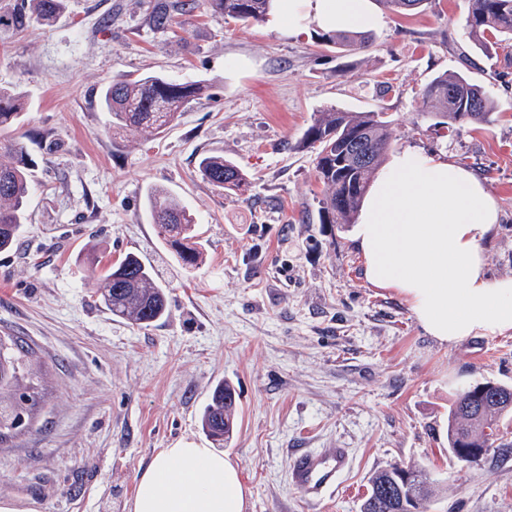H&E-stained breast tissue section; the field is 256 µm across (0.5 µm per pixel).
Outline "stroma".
I'll return each instance as SVG.
<instances>
[{"label": "stroma", "mask_w": 512, "mask_h": 512, "mask_svg": "<svg viewBox=\"0 0 512 512\" xmlns=\"http://www.w3.org/2000/svg\"><path fill=\"white\" fill-rule=\"evenodd\" d=\"M0 0V86L24 92L33 175L23 246L0 254V335L26 339L39 368L28 432L0 442V496L41 512H128L138 474L161 449L201 442L212 387L231 382L237 427L223 451L238 467L245 512H310L289 483L297 448H345L351 463L317 512H358L370 475L416 464L443 495L428 512H512V456L469 465L441 426L455 394L512 386V337L439 344L405 301L371 287L350 226L319 221L314 155L298 148L323 108H386L392 152L445 156L483 178L500 220L484 243L490 277L512 276V58L483 55L462 22L467 0L398 15L378 8L369 49L339 57L318 30L275 18L245 27L207 0L153 30L156 0H63L56 21L13 26ZM466 71L496 119L448 130L422 117L438 73ZM148 72L202 87L161 136L114 144L98 106L115 75ZM395 91L379 98L375 83ZM219 152L246 173V196L203 181ZM193 211L207 259L169 252L145 207L150 187ZM101 264L128 253L168 291V313L137 327L84 286L87 243Z\"/></svg>", "instance_id": "obj_1"}]
</instances>
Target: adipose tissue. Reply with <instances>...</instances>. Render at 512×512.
<instances>
[{"label": "adipose tissue", "mask_w": 512, "mask_h": 512, "mask_svg": "<svg viewBox=\"0 0 512 512\" xmlns=\"http://www.w3.org/2000/svg\"><path fill=\"white\" fill-rule=\"evenodd\" d=\"M289 30L376 27L371 0H279ZM496 199L467 168L405 150L374 180L354 243L375 288L400 295L425 332L452 345L512 335V276L486 274L483 242L496 229ZM239 471L209 445L161 449L140 471L129 512H244Z\"/></svg>", "instance_id": "1"}]
</instances>
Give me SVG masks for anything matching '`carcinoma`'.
I'll list each match as a JSON object with an SVG mask.
<instances>
[{"label":"carcinoma","mask_w":512,"mask_h":512,"mask_svg":"<svg viewBox=\"0 0 512 512\" xmlns=\"http://www.w3.org/2000/svg\"><path fill=\"white\" fill-rule=\"evenodd\" d=\"M385 9L406 14L426 10L432 0H377ZM464 30L472 42L487 51L512 42V0H467ZM215 15L230 17L249 26L267 20L275 0H208ZM61 0H21L14 23L23 27L28 15L48 25ZM191 11L190 0H157L149 25L166 29L174 15ZM326 46L342 55L369 46L361 32H326ZM198 84L181 83L163 75L146 74L137 79L114 78L99 92V105L109 115L112 134L149 138L156 136L200 94ZM424 115L446 127L493 122L494 100L480 85L459 72L434 77L421 90ZM27 101L13 88H0V131L23 121ZM354 136L362 138L368 160L353 164L346 146ZM394 140L393 121L386 112H351L330 106L318 113L304 131L298 147L315 154L316 179L322 185L319 214L323 224L354 223L363 199ZM26 148L12 139H0V252L18 250L30 195ZM198 170L209 184L235 195L249 187L246 175L220 153L200 157ZM146 207L179 263L201 266L205 246L196 231L194 214L173 193L152 187ZM86 286L91 296L113 317L147 327L164 317L168 292L154 277L150 266L137 255L127 254L104 271H97L96 248L86 249ZM33 349L18 336H0V437L25 429L37 404L31 366ZM237 392L228 381L215 386L200 415L207 438L228 443L235 430ZM512 417V387L498 384L488 389L472 387L461 392L448 412V447L485 448L499 455L512 453V444L499 441L501 419ZM441 487L417 465L390 464L375 470L359 512H426L440 496Z\"/></svg>","instance_id":"obj_1"}]
</instances>
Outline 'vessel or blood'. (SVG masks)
Masks as SVG:
<instances>
[{
  "mask_svg": "<svg viewBox=\"0 0 512 512\" xmlns=\"http://www.w3.org/2000/svg\"><path fill=\"white\" fill-rule=\"evenodd\" d=\"M348 464L349 451L345 448L327 451L299 448L292 455L290 483L300 490L308 504L316 505L335 491Z\"/></svg>",
  "mask_w": 512,
  "mask_h": 512,
  "instance_id": "obj_1",
  "label": "vessel or blood"
}]
</instances>
